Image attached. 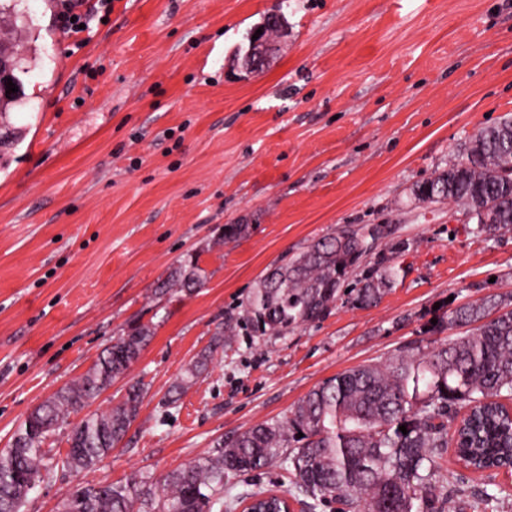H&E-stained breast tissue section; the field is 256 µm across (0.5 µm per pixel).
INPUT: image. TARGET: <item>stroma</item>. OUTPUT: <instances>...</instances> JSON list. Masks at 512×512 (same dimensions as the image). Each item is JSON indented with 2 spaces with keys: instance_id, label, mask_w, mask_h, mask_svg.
<instances>
[{
  "instance_id": "obj_1",
  "label": "stroma",
  "mask_w": 512,
  "mask_h": 512,
  "mask_svg": "<svg viewBox=\"0 0 512 512\" xmlns=\"http://www.w3.org/2000/svg\"><path fill=\"white\" fill-rule=\"evenodd\" d=\"M284 18L265 69L241 65L247 34ZM8 44L28 49L15 133L0 147V448L136 324L154 336L102 413L142 381L137 419L111 454L37 485L24 512H59L72 488L166 475L219 440L280 418L314 386L430 352L459 329L433 319L512 294V232L482 239L461 205L413 187L457 162L476 131L512 116V0H112L104 22L63 36L56 0H21ZM228 224L247 225L223 242ZM345 224H388L416 242L378 303L344 294L284 336H238L167 400L226 311L271 268ZM207 275L156 295L181 261ZM465 494L512 479L440 461Z\"/></svg>"
}]
</instances>
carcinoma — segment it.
<instances>
[{"mask_svg":"<svg viewBox=\"0 0 512 512\" xmlns=\"http://www.w3.org/2000/svg\"><path fill=\"white\" fill-rule=\"evenodd\" d=\"M414 197L426 203L462 205L476 222L470 233L494 238L512 230V118L479 129L465 157L418 183ZM414 250L393 239L388 224H348L313 243L288 264L269 270L238 311L224 314L214 348L231 346L239 331L281 335L323 318L349 278L360 274L353 304L372 305L403 271L398 259ZM204 285L191 258L173 269L164 288ZM469 327L465 336L428 354L403 349L384 365H362L330 377L305 394L280 419L264 420L218 443L217 453L167 475L162 494L133 492L122 484H77L63 512H236L255 500L257 512L276 503L267 491L234 494L230 474L259 476L280 465L308 512L335 503L344 512H486L498 500L488 491L449 500L454 476L438 460L454 443L458 459L474 472L512 466V297L489 295L460 306L430 328L440 333ZM154 335L140 324L99 355L75 383L33 409L0 449V512H22L28 494L59 467L78 472L102 461L136 420L144 384L135 381L105 413L75 424L71 415L124 376ZM211 355L191 362L174 388L179 393L205 370ZM469 414L448 434L457 405ZM70 427L66 454L45 461V443ZM408 434H403L400 426Z\"/></svg>","mask_w":512,"mask_h":512,"instance_id":"cac0c4a2","label":"carcinoma"}]
</instances>
